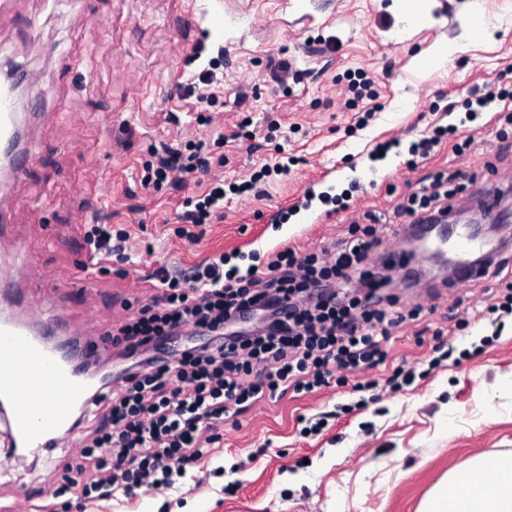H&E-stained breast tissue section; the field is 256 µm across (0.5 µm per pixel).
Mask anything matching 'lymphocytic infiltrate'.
<instances>
[{
  "label": "lymphocytic infiltrate",
  "mask_w": 512,
  "mask_h": 512,
  "mask_svg": "<svg viewBox=\"0 0 512 512\" xmlns=\"http://www.w3.org/2000/svg\"><path fill=\"white\" fill-rule=\"evenodd\" d=\"M288 169L278 160L248 181L213 182L205 194L185 199L177 236L200 241L226 194L254 190ZM210 170L203 142L165 146L152 150L142 184L180 190L187 178ZM444 178L421 185L395 216L421 224L446 214ZM379 223L374 215L351 225L346 237L317 253L274 251L260 271L241 269L225 255L180 274L155 269L157 295L112 329L129 364L81 410L78 452L45 477L52 496L74 493L93 503L170 489L210 458L226 418L266 397L328 387L332 367L358 371L384 363L381 338L419 313L405 310L388 279L370 269L382 244ZM256 313L263 317L259 329L233 334Z\"/></svg>",
  "instance_id": "1"
}]
</instances>
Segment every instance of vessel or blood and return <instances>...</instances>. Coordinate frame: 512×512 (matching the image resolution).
Here are the masks:
<instances>
[{
    "mask_svg": "<svg viewBox=\"0 0 512 512\" xmlns=\"http://www.w3.org/2000/svg\"><path fill=\"white\" fill-rule=\"evenodd\" d=\"M0 87V163L11 179L25 176L35 147L23 137L19 110L21 76ZM68 319L46 316L43 329L30 327L23 316H0V401L12 407L9 421L16 452L39 457L49 453L57 432L74 431L76 410L89 394L88 380L70 363L56 343L68 335Z\"/></svg>",
    "mask_w": 512,
    "mask_h": 512,
    "instance_id": "1",
    "label": "vessel or blood"
}]
</instances>
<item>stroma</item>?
Returning <instances> with one entry per match:
<instances>
[{
  "label": "stroma",
  "mask_w": 512,
  "mask_h": 512,
  "mask_svg": "<svg viewBox=\"0 0 512 512\" xmlns=\"http://www.w3.org/2000/svg\"><path fill=\"white\" fill-rule=\"evenodd\" d=\"M430 15L412 21L400 0H0V65L27 72L21 103L37 114L27 136L43 145L30 176L0 192L13 212L0 256L22 248L33 262L26 280L34 298L52 300L78 333L100 336L99 354L117 371L124 361L112 357L108 333L149 303L158 266L178 273L223 252L264 256L289 243L320 251L366 212L392 217L439 172L471 177L450 198L453 207L476 198L492 169L499 187L511 188L512 121L504 115L464 129L470 142L458 153L444 145L416 161L406 146L427 136L446 107L465 111L474 93L512 83V0H431ZM474 20L493 29L492 39L471 36ZM442 44L450 47L444 64L426 65ZM212 59L214 98L202 105L193 77ZM281 62L298 72L284 87L273 79ZM356 72L373 81L378 110L355 132L348 84ZM170 112L179 124L167 121ZM200 114L213 124H199ZM244 121L255 139L237 137ZM271 126L280 143L265 141ZM394 137L403 149L371 162L372 148ZM189 140L209 144L210 176L228 184L274 161L279 146L300 162L262 184V196L225 204L191 243L174 230L196 182L179 192L140 184L152 146ZM349 187V209L328 214L320 193ZM283 208L287 221L271 222ZM103 222L128 231V257L85 287L84 233ZM494 285L448 288L424 277L403 291L420 317L392 330L385 363L361 378L416 368L406 390H378L376 400L336 418V405L360 397L352 385L263 401L225 419L211 462L191 477L122 505L52 499L34 463L9 458L0 422V512L48 503L55 512H418L449 471L512 451V317L499 331L480 316ZM439 331L460 350L490 342L433 368ZM323 412L327 426L302 435L301 417Z\"/></svg>",
  "instance_id": "stroma-1"
}]
</instances>
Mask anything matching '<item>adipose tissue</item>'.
Instances as JSON below:
<instances>
[{
    "mask_svg": "<svg viewBox=\"0 0 512 512\" xmlns=\"http://www.w3.org/2000/svg\"><path fill=\"white\" fill-rule=\"evenodd\" d=\"M421 512H512V453L479 457L450 474Z\"/></svg>",
    "mask_w": 512,
    "mask_h": 512,
    "instance_id": "1",
    "label": "adipose tissue"
}]
</instances>
